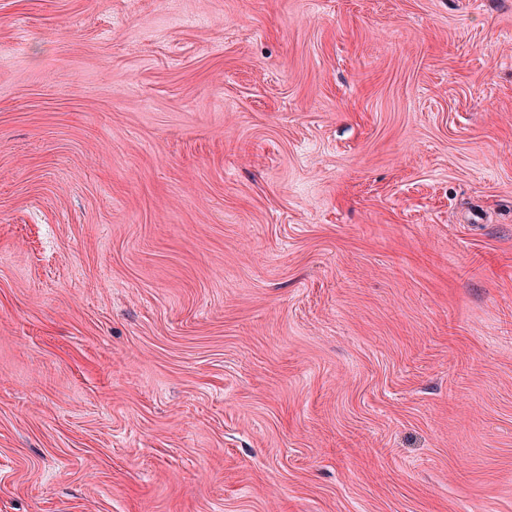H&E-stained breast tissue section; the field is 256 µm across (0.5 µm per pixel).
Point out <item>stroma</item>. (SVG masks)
<instances>
[{
  "mask_svg": "<svg viewBox=\"0 0 512 512\" xmlns=\"http://www.w3.org/2000/svg\"><path fill=\"white\" fill-rule=\"evenodd\" d=\"M0 512H512V0H0Z\"/></svg>",
  "mask_w": 512,
  "mask_h": 512,
  "instance_id": "35a3bbf8",
  "label": "stroma"
}]
</instances>
